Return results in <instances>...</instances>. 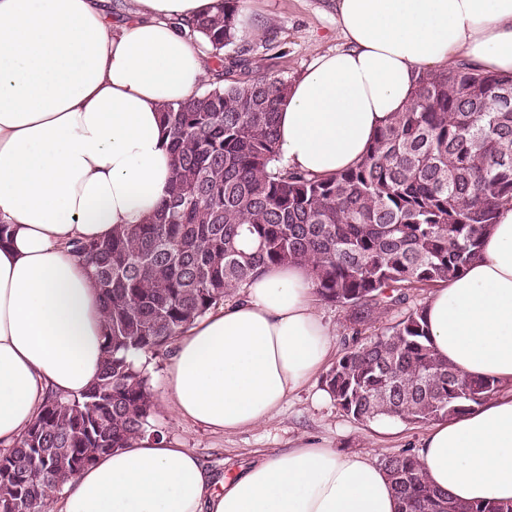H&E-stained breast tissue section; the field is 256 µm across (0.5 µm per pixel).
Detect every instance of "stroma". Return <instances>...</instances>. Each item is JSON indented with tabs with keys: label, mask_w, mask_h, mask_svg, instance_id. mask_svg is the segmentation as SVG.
Here are the masks:
<instances>
[{
	"label": "stroma",
	"mask_w": 512,
	"mask_h": 512,
	"mask_svg": "<svg viewBox=\"0 0 512 512\" xmlns=\"http://www.w3.org/2000/svg\"><path fill=\"white\" fill-rule=\"evenodd\" d=\"M242 9L266 21L262 37L267 45L254 55V74L296 80L317 55L344 43L334 0H244ZM166 361L163 355L146 359L155 400L150 425L192 449L219 477L250 459L287 451L301 438L343 452H366L378 462L385 455L417 447L426 431L425 426L393 420L387 434H376L372 423L347 418L333 399L324 398L322 380L316 377L266 422L233 433L213 432L173 413L163 385Z\"/></svg>",
	"instance_id": "35a3bbf8"
}]
</instances>
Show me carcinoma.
I'll use <instances>...</instances> for the list:
<instances>
[{
    "label": "carcinoma",
    "instance_id": "1",
    "mask_svg": "<svg viewBox=\"0 0 512 512\" xmlns=\"http://www.w3.org/2000/svg\"><path fill=\"white\" fill-rule=\"evenodd\" d=\"M242 3L223 0L217 14L187 22L208 38L216 81L164 109L173 178L156 216L75 246L102 297V371L78 396H50L16 445L0 450V512H44L48 492L147 435L154 395L135 358L167 352L269 266H307L317 300L346 310L350 336L323 384L352 420L427 425L500 390L439 357L410 291L464 272L512 201V75L466 62L424 72L411 106L356 167L328 178L275 170L290 81L230 77L255 51L240 31ZM380 466L401 512H512L511 503L435 490L411 448Z\"/></svg>",
    "mask_w": 512,
    "mask_h": 512
}]
</instances>
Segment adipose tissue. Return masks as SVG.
Listing matches in <instances>:
<instances>
[{
    "instance_id": "ef3b65f1",
    "label": "adipose tissue",
    "mask_w": 512,
    "mask_h": 512,
    "mask_svg": "<svg viewBox=\"0 0 512 512\" xmlns=\"http://www.w3.org/2000/svg\"><path fill=\"white\" fill-rule=\"evenodd\" d=\"M0 0V448L49 394L93 385L105 358L100 295L73 253L145 224L167 196L165 106L211 74L180 22L220 0ZM344 45L293 81L277 117L281 163L329 177L356 166L412 103L419 71L465 60L512 75V0H336ZM438 355L502 391L434 422L417 455L429 483L465 502H512V201L480 254L426 302ZM334 348L299 264L266 269L177 337L172 411L231 433L259 425L318 375ZM368 456L304 440L217 479L196 454L136 438L100 457L45 512H398Z\"/></svg>"
}]
</instances>
